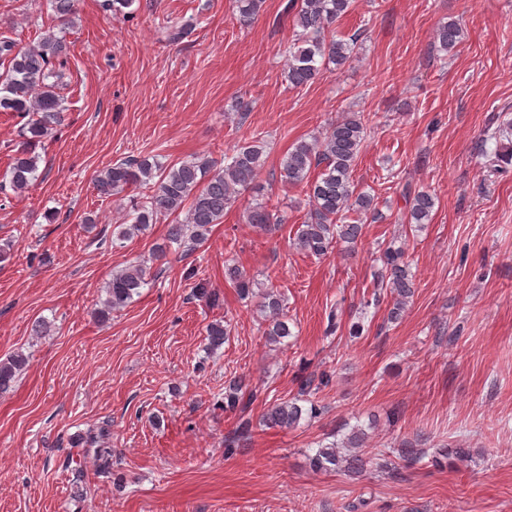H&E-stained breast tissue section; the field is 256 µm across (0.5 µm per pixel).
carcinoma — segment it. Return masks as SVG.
Here are the masks:
<instances>
[{
    "label": "carcinoma",
    "mask_w": 512,
    "mask_h": 512,
    "mask_svg": "<svg viewBox=\"0 0 512 512\" xmlns=\"http://www.w3.org/2000/svg\"><path fill=\"white\" fill-rule=\"evenodd\" d=\"M295 38L286 49L288 53V84L294 88L313 81L325 64L345 63L358 48V37L348 39L327 37L332 28L350 8V0H294ZM236 20L249 27L259 15L262 0H234ZM462 31L454 21L442 24L437 39L443 51L453 50L461 41ZM67 46L63 38L49 31L38 40L18 46L9 39L0 40V61L8 64L0 74V112H17L31 116L22 129V144L15 151L9 165L10 187L17 193L26 192L38 179L39 156L37 146L51 136L64 121L62 100L56 85L47 83L54 68L63 64ZM368 120L359 113H346L329 124L324 132L296 143L283 157L281 174L290 184H304L312 209L296 233V245L314 255L324 256L334 245L355 246L363 235V218L375 215L374 197L357 190L353 173L358 157L368 136ZM264 143L254 140L240 146L231 156V162L215 169L206 159L185 160L165 164L156 158L129 156L103 169L96 177V189L104 197L118 194L127 188L142 189L133 201V222L117 225L116 239L121 240L146 232L160 216H175L168 225L167 240L180 244L189 236L195 241L206 239L211 227L221 224L224 212L236 201L240 191L249 188L264 165ZM316 177H311L315 169ZM411 197L407 223L421 227L432 220L434 198L427 192L415 194L403 187ZM183 219H178V216ZM246 223L272 230L285 223V217L262 202L249 207ZM166 257L163 248L135 264L112 273L106 284L107 298L98 310L102 318L130 302L139 294L150 275L148 263ZM382 268L377 286L393 298L387 321L399 320L414 296V279L404 260V250L392 245L382 250L379 257ZM228 279L236 284L241 295L252 294V282L237 267L226 268ZM268 325L265 336L278 343L291 335L288 321L280 316L281 295L269 290L260 304ZM229 335L228 326L220 321L206 329L208 349L224 344ZM26 365V357L15 354L0 360V393L12 388L16 377ZM250 387L249 381L236 377L224 388V408L235 409ZM314 416L315 405L304 410L295 403L280 402L268 407L263 415L269 427H291L302 414ZM365 433L355 429L341 443L322 445L309 456L310 467L316 471L345 470L357 474L365 461L357 454H341L338 448H360ZM90 443L98 445L95 457L103 473H111L112 448L98 437Z\"/></svg>",
    "instance_id": "obj_1"
}]
</instances>
